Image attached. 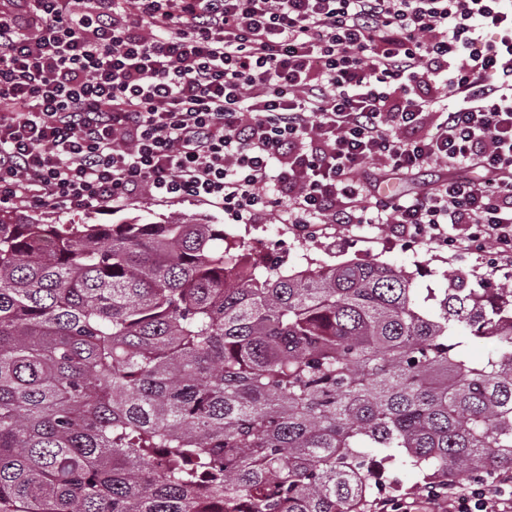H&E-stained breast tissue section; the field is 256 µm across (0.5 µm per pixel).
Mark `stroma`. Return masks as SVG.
Returning <instances> with one entry per match:
<instances>
[{
	"label": "stroma",
	"instance_id": "35a3bbf8",
	"mask_svg": "<svg viewBox=\"0 0 512 512\" xmlns=\"http://www.w3.org/2000/svg\"><path fill=\"white\" fill-rule=\"evenodd\" d=\"M444 173L443 167L431 166L420 172L391 175L370 163L356 171L354 177L366 182L364 203L370 206L397 195L431 191ZM287 211L282 204L250 223L192 200L160 203L144 191L118 209L48 206L36 210L35 215L48 224H120L131 219L150 223L171 214H197L223 225L228 240L261 244L288 268L303 269L316 261L337 265L376 260L416 271L418 281L425 287H446V271L458 269L466 276L469 287L512 289V280L505 278L496 255L487 249L463 251L426 245L378 224H316L299 233L288 224Z\"/></svg>",
	"mask_w": 512,
	"mask_h": 512
}]
</instances>
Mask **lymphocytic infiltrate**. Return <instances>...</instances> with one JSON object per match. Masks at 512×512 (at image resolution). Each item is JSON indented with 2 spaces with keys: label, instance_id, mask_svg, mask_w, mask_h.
<instances>
[{
  "label": "lymphocytic infiltrate",
  "instance_id": "lymphocytic-infiltrate-1",
  "mask_svg": "<svg viewBox=\"0 0 512 512\" xmlns=\"http://www.w3.org/2000/svg\"><path fill=\"white\" fill-rule=\"evenodd\" d=\"M78 2L0 0L1 206L146 190L249 221L274 189L300 230L390 224L512 265V0ZM373 161L448 173L369 207ZM425 498L512 512V472Z\"/></svg>",
  "mask_w": 512,
  "mask_h": 512
}]
</instances>
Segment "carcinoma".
<instances>
[{
  "label": "carcinoma",
  "mask_w": 512,
  "mask_h": 512,
  "mask_svg": "<svg viewBox=\"0 0 512 512\" xmlns=\"http://www.w3.org/2000/svg\"><path fill=\"white\" fill-rule=\"evenodd\" d=\"M446 279L0 211V512H367L512 470V290ZM423 490L420 489V485L416 483V479L410 475L402 476V488L398 492L393 493H386L380 495L377 500L387 498L391 499L395 502L400 501L398 503H401L402 505H405V500L407 502H412L413 498L415 501H417V507L412 512H430L428 510H431L430 508H427L425 504L419 503L420 502V494Z\"/></svg>",
  "instance_id": "obj_1"
}]
</instances>
